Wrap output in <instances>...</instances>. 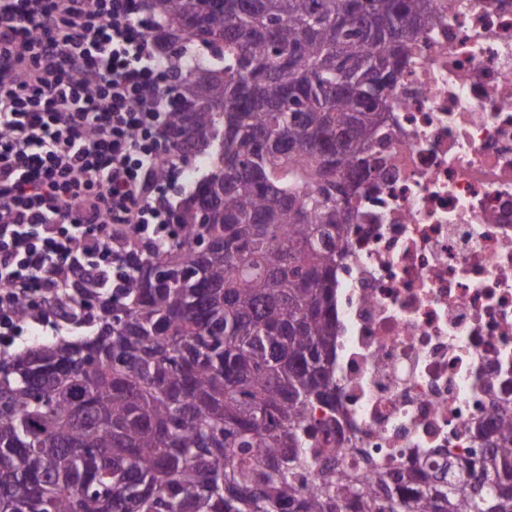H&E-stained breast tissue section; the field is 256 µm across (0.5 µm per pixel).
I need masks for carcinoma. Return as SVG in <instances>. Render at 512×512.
Returning <instances> with one entry per match:
<instances>
[{
    "mask_svg": "<svg viewBox=\"0 0 512 512\" xmlns=\"http://www.w3.org/2000/svg\"><path fill=\"white\" fill-rule=\"evenodd\" d=\"M168 125L214 169L78 340L0 357V512H512V413L478 458L366 479L330 456L349 201L431 0H151ZM207 238L203 251L199 240ZM324 410L315 419V407ZM481 478L463 482L460 472Z\"/></svg>",
    "mask_w": 512,
    "mask_h": 512,
    "instance_id": "obj_1",
    "label": "carcinoma"
}]
</instances>
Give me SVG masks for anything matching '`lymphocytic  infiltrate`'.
I'll list each match as a JSON object with an SVG mask.
<instances>
[{
  "label": "lymphocytic infiltrate",
  "mask_w": 512,
  "mask_h": 512,
  "mask_svg": "<svg viewBox=\"0 0 512 512\" xmlns=\"http://www.w3.org/2000/svg\"><path fill=\"white\" fill-rule=\"evenodd\" d=\"M136 0H0V354L168 242L173 63ZM26 314H18L19 303Z\"/></svg>",
  "instance_id": "f902f5d3"
}]
</instances>
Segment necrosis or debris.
Returning <instances> with one entry per match:
<instances>
[{"label":"necrosis or debris","mask_w":512,"mask_h":512,"mask_svg":"<svg viewBox=\"0 0 512 512\" xmlns=\"http://www.w3.org/2000/svg\"><path fill=\"white\" fill-rule=\"evenodd\" d=\"M336 269V403L363 473L478 453L512 407V0H432Z\"/></svg>","instance_id":"1"}]
</instances>
